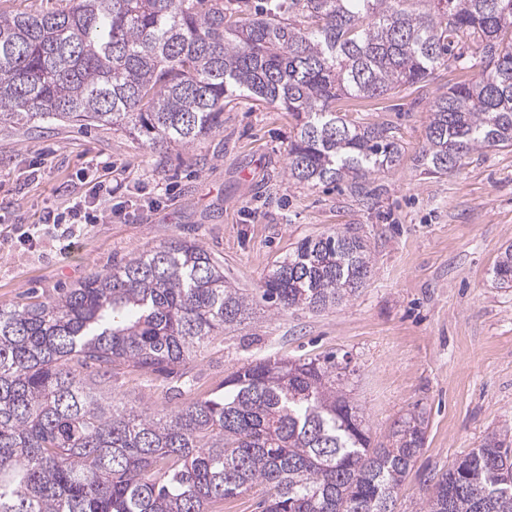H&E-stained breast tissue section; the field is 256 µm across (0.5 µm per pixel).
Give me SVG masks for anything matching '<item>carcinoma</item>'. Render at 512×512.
I'll return each mask as SVG.
<instances>
[{"mask_svg": "<svg viewBox=\"0 0 512 512\" xmlns=\"http://www.w3.org/2000/svg\"><path fill=\"white\" fill-rule=\"evenodd\" d=\"M68 2L0 13V131L109 127L151 150L187 147L224 127V102L247 98L295 119L289 177L364 198L368 177L400 160L399 138L348 121L336 100L424 82L460 46L481 76L433 102L417 166L451 174L478 149L512 146V0ZM370 275L366 244L337 230L303 239L250 295L174 238L51 300L1 304L0 512H208L255 485L262 512H393L425 418L395 421L373 447L334 354L248 362L224 393L170 410L105 390L122 369L186 367L259 302L323 311ZM493 278L512 287V245ZM420 512H512L506 437L439 474Z\"/></svg>", "mask_w": 512, "mask_h": 512, "instance_id": "cac0c4a2", "label": "carcinoma"}]
</instances>
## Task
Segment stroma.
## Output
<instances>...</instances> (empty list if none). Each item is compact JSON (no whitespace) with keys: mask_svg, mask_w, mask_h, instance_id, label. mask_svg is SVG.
I'll use <instances>...</instances> for the list:
<instances>
[{"mask_svg":"<svg viewBox=\"0 0 512 512\" xmlns=\"http://www.w3.org/2000/svg\"><path fill=\"white\" fill-rule=\"evenodd\" d=\"M479 73L451 60L397 96L337 103L356 122L394 126L400 139V162L371 175L376 194L364 202L342 183L289 179L293 119L242 98L225 105L223 129L188 148L152 151L124 131L94 127L0 131V305L53 298L174 238L195 240L228 282L253 292L302 239L351 231L370 249L367 285L322 312L257 306L188 364L190 394L223 392L250 361L335 353L373 443L411 412L426 417L424 447L395 506L418 512L434 475L487 434L512 428V288L491 275L512 245V147L479 150L448 175L414 162L433 101ZM104 160L126 219L88 225L64 255L48 235L33 249L19 242L23 228L82 194L84 176ZM112 390L136 407L182 402L141 372L114 375Z\"/></svg>","mask_w":512,"mask_h":512,"instance_id":"stroma-1","label":"stroma"}]
</instances>
